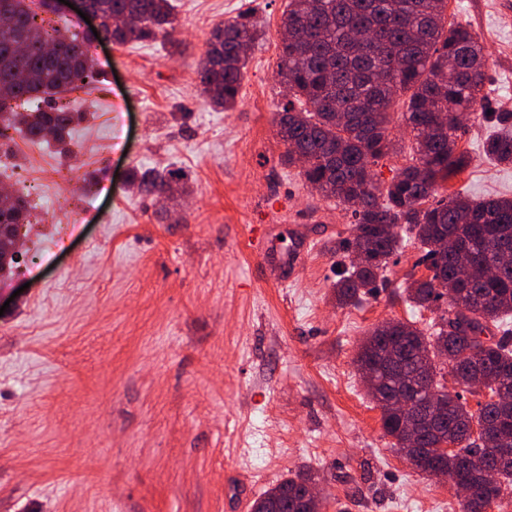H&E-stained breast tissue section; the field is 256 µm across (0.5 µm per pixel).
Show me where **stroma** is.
Wrapping results in <instances>:
<instances>
[{
  "label": "stroma",
  "mask_w": 512,
  "mask_h": 512,
  "mask_svg": "<svg viewBox=\"0 0 512 512\" xmlns=\"http://www.w3.org/2000/svg\"><path fill=\"white\" fill-rule=\"evenodd\" d=\"M286 3L173 0L180 54L93 41L104 80L83 96L75 157L0 140V186L28 189L36 215L0 277V512H250L303 470L322 512H461L449 482L396 451L354 363L382 322L437 320L400 293L407 274H426L417 242L390 258L385 286L337 306L350 217L281 162ZM245 12L264 38L237 106L218 111L196 67L212 29ZM448 18L486 48L489 116L464 121L471 163L441 191L512 197V165L483 151L496 113L512 112V11L448 0ZM162 166L182 175L173 199L131 188L130 172ZM250 224L266 230L267 261ZM301 233L318 245L292 275Z\"/></svg>",
  "instance_id": "1"
}]
</instances>
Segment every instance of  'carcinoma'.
Instances as JSON below:
<instances>
[{
    "label": "carcinoma",
    "mask_w": 512,
    "mask_h": 512,
    "mask_svg": "<svg viewBox=\"0 0 512 512\" xmlns=\"http://www.w3.org/2000/svg\"><path fill=\"white\" fill-rule=\"evenodd\" d=\"M31 0H0V140L19 132L33 145H53L72 153V132L85 113L78 92L99 82L102 73L86 39L70 32L67 21L36 18ZM100 18L99 35L115 44L162 37L171 47V0H87ZM115 16L125 23L115 25ZM263 36L249 14L217 25L197 67L202 93L226 111L236 107L248 64L241 48ZM486 59L479 38L448 21V0H288L283 12L277 77L285 102L276 113L285 161L297 165L308 187L336 201L350 214L352 238L345 240L349 264L336 280V302L350 305L384 282L383 270L399 251L403 228L421 245L425 278L409 276L402 289L418 309L446 301L448 309L427 330L411 321L390 320L375 327L358 348L362 377L375 375L370 393L382 411L385 435L398 448L405 440L400 399H445L436 420L415 433L422 451L413 469L467 485L462 512H486L512 486V454L496 452L512 437V264L492 276L482 269L512 248V198L471 200L460 192L438 194L441 184L461 174L469 155L458 148L460 116L483 117ZM403 100L401 118L412 134L410 162L385 186L373 180L367 164L397 153L391 109ZM500 130L484 144L496 164H512V112L499 116ZM179 171L169 167L132 172L129 183L155 198L173 196ZM32 223L28 194L0 193V234L15 224ZM10 239H0V275L12 271ZM466 256L470 274L459 273ZM458 385L480 375L489 400L473 414L459 393L441 382L442 366ZM483 425L486 443L471 440L473 422ZM452 441L458 451L442 456L436 446ZM488 447L498 481L490 485L467 465L465 454ZM298 473L265 490L251 512H307Z\"/></svg>",
    "instance_id": "cac0c4a2"
}]
</instances>
